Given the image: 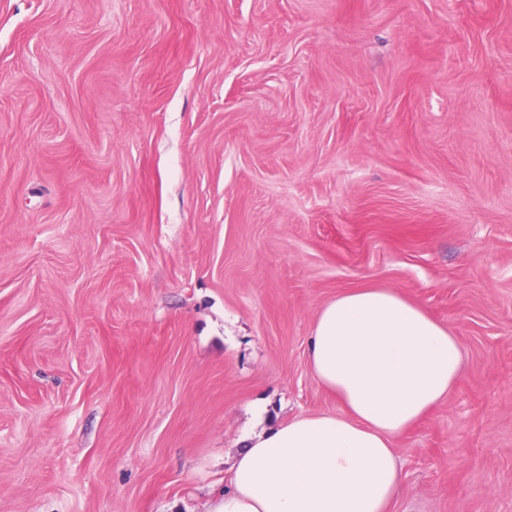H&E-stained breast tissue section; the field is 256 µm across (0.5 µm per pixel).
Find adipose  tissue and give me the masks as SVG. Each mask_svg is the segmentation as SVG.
Returning <instances> with one entry per match:
<instances>
[{
    "label": "adipose tissue",
    "mask_w": 512,
    "mask_h": 512,
    "mask_svg": "<svg viewBox=\"0 0 512 512\" xmlns=\"http://www.w3.org/2000/svg\"><path fill=\"white\" fill-rule=\"evenodd\" d=\"M336 414L248 432L212 512H391L403 491L393 440L461 377L456 336L388 288H355L318 312L308 349Z\"/></svg>",
    "instance_id": "ef3b65f1"
}]
</instances>
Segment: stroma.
Here are the masks:
<instances>
[{
	"mask_svg": "<svg viewBox=\"0 0 512 512\" xmlns=\"http://www.w3.org/2000/svg\"><path fill=\"white\" fill-rule=\"evenodd\" d=\"M362 287L463 352L392 512H512V0H0V512H210Z\"/></svg>",
	"mask_w": 512,
	"mask_h": 512,
	"instance_id": "1",
	"label": "stroma"
}]
</instances>
